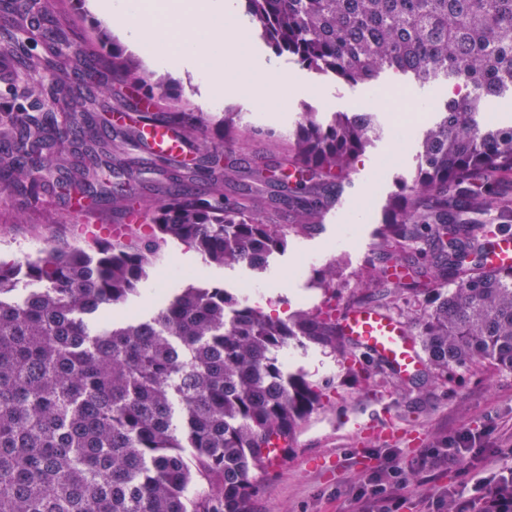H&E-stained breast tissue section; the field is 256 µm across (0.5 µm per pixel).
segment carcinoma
Returning a JSON list of instances; mask_svg holds the SVG:
<instances>
[{"mask_svg": "<svg viewBox=\"0 0 512 512\" xmlns=\"http://www.w3.org/2000/svg\"><path fill=\"white\" fill-rule=\"evenodd\" d=\"M267 45L344 84H369L383 71L420 84L452 81L423 134L411 181L388 207L381 250L412 242L431 255L437 283L429 307L412 319L432 386L459 368L512 373V267L464 262L486 248L483 216L512 228V125L476 121L488 97L512 89V0H244ZM148 86L116 43L93 68ZM183 132L208 153L242 140L230 113L143 112ZM87 121L72 112L25 113L0 143V185L35 191L71 165ZM383 132L369 110L308 109L288 134V162L309 176L289 197L292 223L216 190L198 195L175 181L145 203L151 235L138 244L95 239L49 247L24 265L0 261V512H249L253 472L268 451L288 446L324 405L322 388L284 360L313 342L350 360L321 309L292 322L213 286L167 292L150 315L103 320L125 304L169 242L207 263L263 268L288 236L320 223L328 195L319 174L343 178ZM112 149L104 135L86 149L93 161ZM325 266L313 286L333 287ZM351 371L369 376L350 360ZM205 483L212 491L191 496Z\"/></svg>", "mask_w": 512, "mask_h": 512, "instance_id": "carcinoma-1", "label": "carcinoma"}]
</instances>
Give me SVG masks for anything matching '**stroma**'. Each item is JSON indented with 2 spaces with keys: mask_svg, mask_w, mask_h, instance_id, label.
<instances>
[{
  "mask_svg": "<svg viewBox=\"0 0 512 512\" xmlns=\"http://www.w3.org/2000/svg\"><path fill=\"white\" fill-rule=\"evenodd\" d=\"M100 22L86 9L84 0H45L38 27H30L26 16L16 13L12 0H0L1 37L12 60V79L0 83V113H37L55 93L57 69L67 70L72 87L68 107L86 112L98 127H105L113 113L137 112L145 92L113 80L110 70H100V81L111 83L112 93L103 98L94 83L84 76L87 60L99 56L94 32ZM263 62L273 63L281 77L316 87L317 95L294 97L285 103L263 108L250 100L224 103L227 112H241L243 141L203 155L194 147L164 160L148 157L129 130L112 133V156L91 169L85 181L96 191L94 207L87 214L70 213L68 200L76 182L55 173L46 178L36 195L0 189V259L19 261L48 246L81 245L77 224H95L100 217L112 223L124 220L123 211L112 205L105 189L120 187L137 202L154 196L171 178H181L193 192L208 193L223 187L225 194L252 198V206L274 214L277 223L291 221L289 182L297 174L287 165L288 146L283 138L311 107L324 112H354L367 106L378 112L383 125L359 157L354 170L340 183L333 202L340 215L332 224H318L292 236L287 247L272 254L266 270L246 266L223 267L205 263L194 251L172 244L156 264L157 271L137 297L113 308V315L146 314L155 306L158 288L216 285L232 292L249 284L265 289L278 278L288 280L278 296L277 317L293 318L298 309H314L325 300L323 290L311 287L316 269L336 266L334 302L352 307L364 298L373 304L377 295L361 296L358 280L367 267L387 272L394 260L378 246L377 230L385 208L403 181L413 177L421 150L422 134L410 127L404 140L392 130L398 111L417 112L424 120L436 117L449 97L443 83L397 85L393 75H382L376 85H345L335 77L306 69L288 56L275 55L258 36H250V54L239 61L242 69ZM236 167L245 176L237 184L223 185L225 168ZM291 369L304 370L323 385L327 394L324 409L314 412L280 455L276 467L253 474L254 492L250 512H355L354 490L360 480L395 459L406 470L408 486L399 512H414L418 499L447 487L466 495L472 476L459 466H430L424 459L427 448L443 437L468 431L483 434L489 421H496L495 444L512 464V375L491 370L459 369L447 382L429 391L418 387L426 373L409 377L393 374L383 363L371 361L370 378L350 372L341 355L317 345L288 352ZM386 411L389 433L367 439L354 424L378 411Z\"/></svg>",
  "mask_w": 512,
  "mask_h": 512,
  "instance_id": "obj_1",
  "label": "stroma"
}]
</instances>
